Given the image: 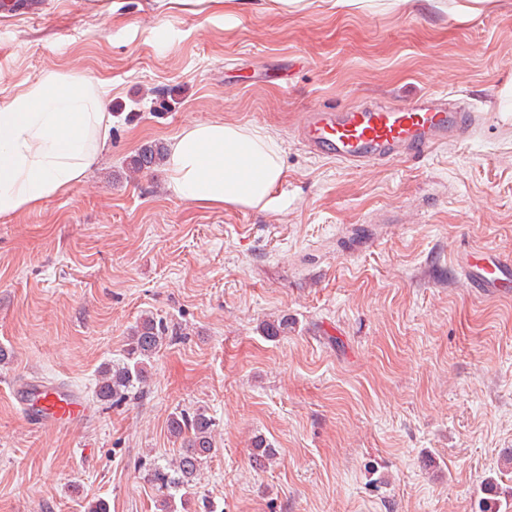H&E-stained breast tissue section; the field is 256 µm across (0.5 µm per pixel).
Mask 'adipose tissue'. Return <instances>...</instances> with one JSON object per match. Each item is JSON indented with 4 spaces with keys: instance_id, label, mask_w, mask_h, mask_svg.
<instances>
[{
    "instance_id": "ef3b65f1",
    "label": "adipose tissue",
    "mask_w": 512,
    "mask_h": 512,
    "mask_svg": "<svg viewBox=\"0 0 512 512\" xmlns=\"http://www.w3.org/2000/svg\"><path fill=\"white\" fill-rule=\"evenodd\" d=\"M103 82L45 73L0 106V218L67 193L101 156L111 114ZM180 200L265 209L285 173L275 138L259 129L197 123L166 158Z\"/></svg>"
}]
</instances>
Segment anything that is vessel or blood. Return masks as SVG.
Listing matches in <instances>:
<instances>
[{"label":"vessel or blood","mask_w":512,"mask_h":512,"mask_svg":"<svg viewBox=\"0 0 512 512\" xmlns=\"http://www.w3.org/2000/svg\"><path fill=\"white\" fill-rule=\"evenodd\" d=\"M478 117L468 100L429 95L404 104L312 112L300 136L318 155L353 165L384 163L427 154L443 142L466 140ZM463 269L475 295L512 293V263L472 253L465 257ZM17 397L28 405L27 419L34 426L66 424L87 413L81 398L62 388L31 382L18 389Z\"/></svg>","instance_id":"1"}]
</instances>
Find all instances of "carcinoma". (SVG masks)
<instances>
[{"label":"carcinoma","instance_id":"cac0c4a2","mask_svg":"<svg viewBox=\"0 0 512 512\" xmlns=\"http://www.w3.org/2000/svg\"><path fill=\"white\" fill-rule=\"evenodd\" d=\"M165 152L166 147L161 143L143 145L130 157L129 169L134 173H152L162 166ZM168 331L164 320L152 314L142 316L130 328L124 361L107 363L99 371L96 391L99 401L118 406L130 399L133 390L144 393L149 384L151 361L166 343ZM263 332L269 338L288 333V316L265 323ZM213 426V419L203 411L176 412L170 417V434L181 440L178 457L165 464L151 461L148 467L149 480L162 495L163 512L171 508L172 498L195 486L201 468L215 453ZM275 458L276 450L270 444L261 438L255 440L253 461L256 465L264 468ZM486 491L489 497L482 512H500L498 484L492 480L487 482Z\"/></svg>","mask_w":512,"mask_h":512}]
</instances>
